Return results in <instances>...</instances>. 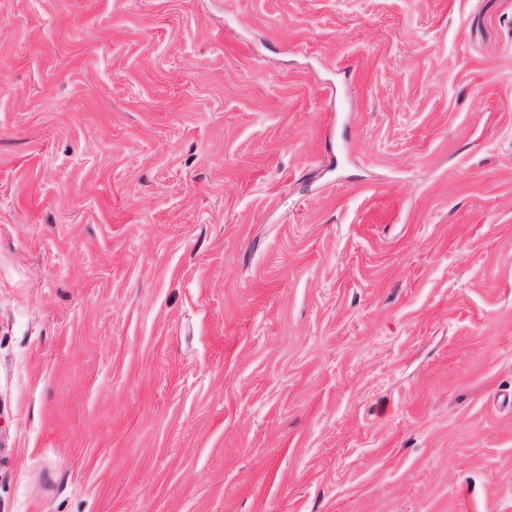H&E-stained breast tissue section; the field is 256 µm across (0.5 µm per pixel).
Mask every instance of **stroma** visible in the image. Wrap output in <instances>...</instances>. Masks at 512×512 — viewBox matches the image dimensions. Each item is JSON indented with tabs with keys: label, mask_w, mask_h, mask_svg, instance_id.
<instances>
[{
	"label": "stroma",
	"mask_w": 512,
	"mask_h": 512,
	"mask_svg": "<svg viewBox=\"0 0 512 512\" xmlns=\"http://www.w3.org/2000/svg\"><path fill=\"white\" fill-rule=\"evenodd\" d=\"M0 512H512V0H0Z\"/></svg>",
	"instance_id": "35a3bbf8"
}]
</instances>
